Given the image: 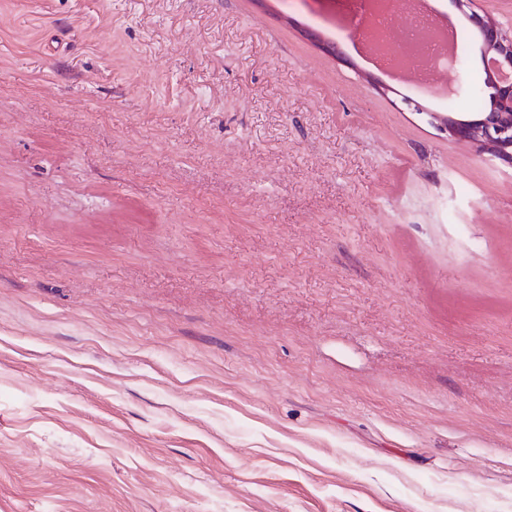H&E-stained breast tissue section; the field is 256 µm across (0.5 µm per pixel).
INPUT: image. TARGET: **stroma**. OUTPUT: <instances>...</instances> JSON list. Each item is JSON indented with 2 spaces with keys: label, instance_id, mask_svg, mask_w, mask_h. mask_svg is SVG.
<instances>
[{
  "label": "stroma",
  "instance_id": "1",
  "mask_svg": "<svg viewBox=\"0 0 512 512\" xmlns=\"http://www.w3.org/2000/svg\"><path fill=\"white\" fill-rule=\"evenodd\" d=\"M266 2L0 0V512H512V166Z\"/></svg>",
  "mask_w": 512,
  "mask_h": 512
}]
</instances>
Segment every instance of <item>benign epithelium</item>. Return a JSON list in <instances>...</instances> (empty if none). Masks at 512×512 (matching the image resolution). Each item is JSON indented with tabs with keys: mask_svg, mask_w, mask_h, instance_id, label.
I'll use <instances>...</instances> for the list:
<instances>
[{
	"mask_svg": "<svg viewBox=\"0 0 512 512\" xmlns=\"http://www.w3.org/2000/svg\"><path fill=\"white\" fill-rule=\"evenodd\" d=\"M478 0H456L462 9H469V17L482 38V51L487 70V91L491 97L486 112H430L420 102L405 97L407 109L426 114L440 132L454 141H462L512 166V34L503 32L499 22L475 9Z\"/></svg>",
	"mask_w": 512,
	"mask_h": 512,
	"instance_id": "obj_1",
	"label": "benign epithelium"
}]
</instances>
